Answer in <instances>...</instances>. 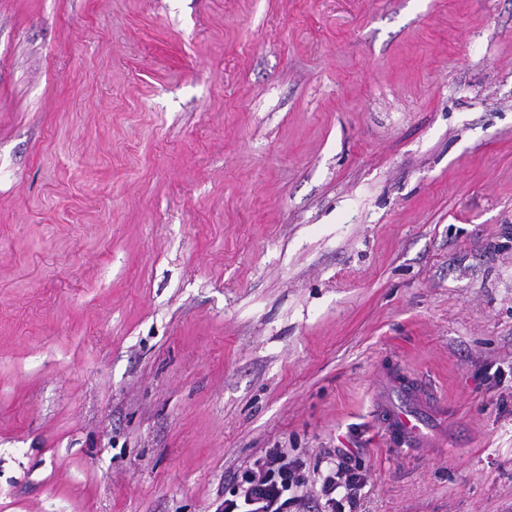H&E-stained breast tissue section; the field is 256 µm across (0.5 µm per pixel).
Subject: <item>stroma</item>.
Segmentation results:
<instances>
[{
	"label": "stroma",
	"instance_id": "35a3bbf8",
	"mask_svg": "<svg viewBox=\"0 0 512 512\" xmlns=\"http://www.w3.org/2000/svg\"><path fill=\"white\" fill-rule=\"evenodd\" d=\"M273 448L512 512V0H0V512H222ZM380 421L387 439L402 449L415 448L420 440L421 422L412 413L380 403Z\"/></svg>",
	"mask_w": 512,
	"mask_h": 512
}]
</instances>
